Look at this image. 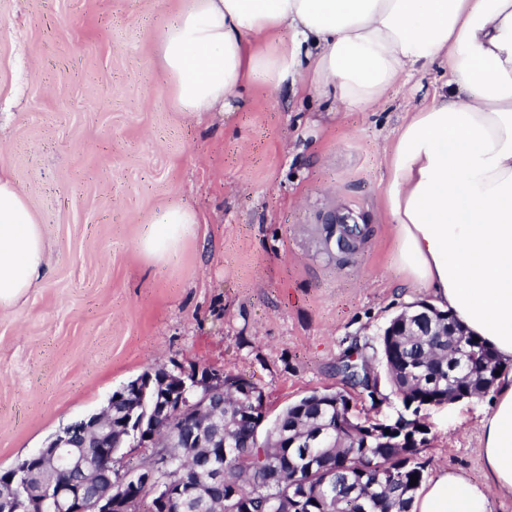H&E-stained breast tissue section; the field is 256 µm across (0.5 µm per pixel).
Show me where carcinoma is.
I'll return each instance as SVG.
<instances>
[{
	"instance_id": "obj_1",
	"label": "carcinoma",
	"mask_w": 512,
	"mask_h": 512,
	"mask_svg": "<svg viewBox=\"0 0 512 512\" xmlns=\"http://www.w3.org/2000/svg\"><path fill=\"white\" fill-rule=\"evenodd\" d=\"M421 302L394 316L379 335L382 366L393 393L404 402L441 403L457 391L480 393L486 381L497 379L504 363L481 338L456 325L458 336L449 335L444 312L432 321L428 336L418 335L403 316ZM342 382L373 400L379 394L380 376L363 357L345 355L336 363ZM252 392L262 391L239 376H224V457L208 458L201 448H182L173 441L190 418L192 406L182 402L169 422L159 429L168 446V467L162 481L175 478L178 470L194 459L191 477L207 484L222 472L224 488L209 487L208 508L189 504L187 512H411L422 486L426 463L417 448H380L364 444L355 432L364 428L384 436L377 425L353 422L350 398L342 392L314 390L288 405L270 424L259 411L245 417L237 398V384ZM320 434L322 446L308 444ZM132 440L116 436L112 442V481L125 479ZM418 476L411 484V475Z\"/></svg>"
}]
</instances>
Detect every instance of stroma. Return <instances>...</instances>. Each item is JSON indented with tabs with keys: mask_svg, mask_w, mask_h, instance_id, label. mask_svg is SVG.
Returning a JSON list of instances; mask_svg holds the SVG:
<instances>
[{
	"mask_svg": "<svg viewBox=\"0 0 512 512\" xmlns=\"http://www.w3.org/2000/svg\"><path fill=\"white\" fill-rule=\"evenodd\" d=\"M181 0H0V169L51 244L40 287L0 310V471L100 411L148 368L252 380L267 420L311 391L344 389L336 364L379 360L389 320L428 291L396 285L385 208L390 149L417 108L446 92L419 69L372 108L349 111L285 86L235 93L186 119L157 62ZM174 202L201 222L167 263L139 242ZM367 228L326 252L331 216ZM350 391L361 422L396 418ZM492 396L422 409L426 477L485 480L480 420Z\"/></svg>",
	"mask_w": 512,
	"mask_h": 512,
	"instance_id": "1",
	"label": "stroma"
}]
</instances>
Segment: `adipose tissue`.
<instances>
[{
  "mask_svg": "<svg viewBox=\"0 0 512 512\" xmlns=\"http://www.w3.org/2000/svg\"><path fill=\"white\" fill-rule=\"evenodd\" d=\"M159 66L186 118L224 111L239 88L305 78L307 92L375 105L414 66L447 67L448 90L400 129L385 188L402 288L429 289L512 362V0H181ZM199 222L156 212L142 252L171 261ZM50 245L24 191L0 173V309L42 282ZM486 483L461 471L428 480L412 512H494L512 496V374L480 421Z\"/></svg>",
  "mask_w": 512,
  "mask_h": 512,
  "instance_id": "adipose-tissue-1",
  "label": "adipose tissue"
}]
</instances>
